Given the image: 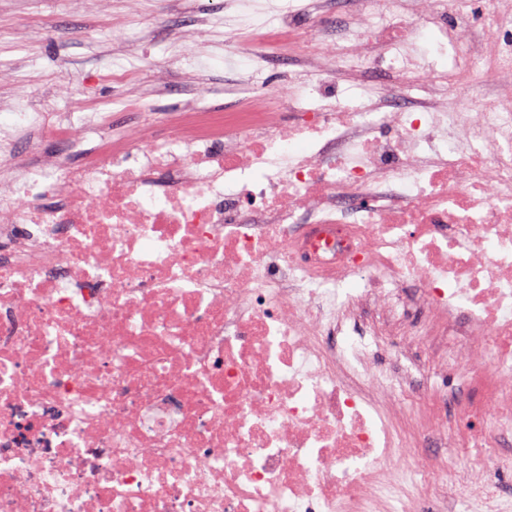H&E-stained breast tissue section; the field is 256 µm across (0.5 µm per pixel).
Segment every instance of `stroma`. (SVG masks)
Instances as JSON below:
<instances>
[{"label":"stroma","instance_id":"stroma-1","mask_svg":"<svg viewBox=\"0 0 512 512\" xmlns=\"http://www.w3.org/2000/svg\"><path fill=\"white\" fill-rule=\"evenodd\" d=\"M173 0H146L142 11L124 27L112 26L108 17L76 12L71 0H22L0 6V72L12 79L0 95L37 101L54 95L62 112H80L97 104L105 127L160 119L173 99L131 103L111 108L114 88L99 57L102 40L121 42L143 28H151L152 41L141 49L146 73L166 71L175 90H186L184 66L165 53ZM241 57L266 55L262 73L267 93L287 97L295 76L289 58L269 52L265 42L251 37L239 43Z\"/></svg>","mask_w":512,"mask_h":512}]
</instances>
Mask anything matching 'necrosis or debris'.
I'll list each match as a JSON object with an SVG mask.
<instances>
[{
  "label": "necrosis or debris",
  "mask_w": 512,
  "mask_h": 512,
  "mask_svg": "<svg viewBox=\"0 0 512 512\" xmlns=\"http://www.w3.org/2000/svg\"><path fill=\"white\" fill-rule=\"evenodd\" d=\"M472 8L357 0L313 38L294 0L171 21L200 92L196 28L310 41L291 124L230 43L235 112L104 131L0 97V512H512V0L479 35ZM150 36L109 54L129 93ZM462 68L492 108L450 102ZM42 117L63 151L31 162ZM426 448L476 454L413 468ZM419 50L427 57L433 59L438 67L452 66V52L449 47L441 45L438 32L433 28L422 30V38L419 43Z\"/></svg>",
  "instance_id": "necrosis-or-debris-1"
}]
</instances>
